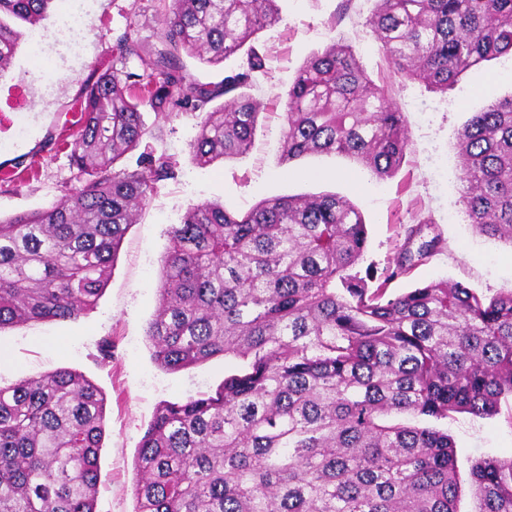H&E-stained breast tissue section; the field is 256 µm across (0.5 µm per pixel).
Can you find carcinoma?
I'll return each mask as SVG.
<instances>
[{
    "mask_svg": "<svg viewBox=\"0 0 512 512\" xmlns=\"http://www.w3.org/2000/svg\"><path fill=\"white\" fill-rule=\"evenodd\" d=\"M54 0H0V76L21 35ZM277 0H170L148 72L130 32L115 64L59 134L90 176L49 207L0 220V329L75 320L94 307L135 216L169 157L120 164L146 128L141 107L199 115L190 144L201 166L246 154L258 103L247 92L266 57L253 42L278 20ZM369 24L402 79L448 90L470 69L512 54V0H376ZM246 58L218 84L183 56ZM282 161L353 158L393 176L409 148L404 113L348 45L332 42L287 93ZM224 104L212 109L217 98ZM458 204L476 232L512 244V96L472 113L457 133ZM410 226L383 276L351 274L367 246L358 208L335 194L264 200L243 214L203 202L168 231L146 336L155 362L178 371L214 357L243 364L213 395L161 404L142 437L136 512H458L454 443L435 423L495 415L512 398V291L491 297L441 281L405 293L388 283L438 249ZM105 397L59 369L0 388V512H96ZM474 512H512V458L469 471Z\"/></svg>",
    "mask_w": 512,
    "mask_h": 512,
    "instance_id": "obj_1",
    "label": "carcinoma"
}]
</instances>
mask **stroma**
I'll return each mask as SVG.
<instances>
[{"label":"stroma","instance_id":"stroma-1","mask_svg":"<svg viewBox=\"0 0 512 512\" xmlns=\"http://www.w3.org/2000/svg\"><path fill=\"white\" fill-rule=\"evenodd\" d=\"M277 0L279 20L259 35L267 58L250 93L261 113L250 152L241 158L197 165L189 145L198 117L166 119L144 110L147 133L139 152L165 153L175 176L162 182L131 225L96 305L74 321L45 320L0 329V387L62 368L82 373L106 398L100 450L97 512H135L134 460L159 404L215 391L236 360L218 357L180 371L159 367L146 330L157 306V284L167 231L188 207L218 200L245 212L260 201L333 193L355 204L368 228L364 266L383 273L405 230L430 221L439 250L409 275L390 284L395 293L440 280L464 284L485 296L512 291V245L472 228L457 200V132L472 113L512 94V56L474 67L448 91L403 80L388 68L368 23L374 0ZM164 0H79L80 22L61 33L44 21L39 52L20 45L0 75V220L34 212L59 200L85 176L58 143L75 122L76 103L97 74L112 65L115 38L131 30L140 54L127 63L143 73L161 44ZM343 40L376 83H387L407 121L410 148L398 172L379 179L339 154L280 160L285 93L306 60L332 40ZM139 152L123 162L135 165ZM114 343L111 361L97 358L101 339ZM455 442L456 466L467 477L477 457H512V399L492 417L456 413L443 423Z\"/></svg>","mask_w":512,"mask_h":512}]
</instances>
